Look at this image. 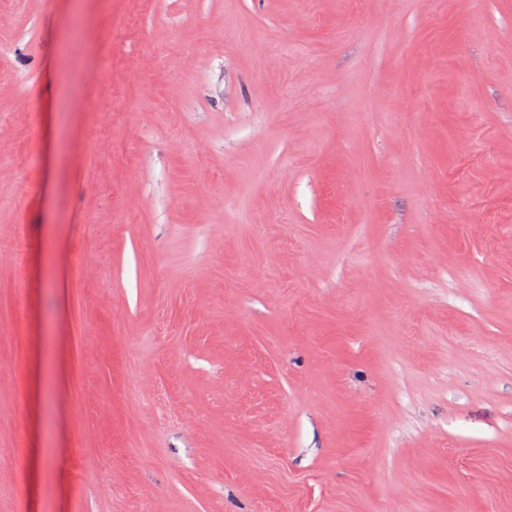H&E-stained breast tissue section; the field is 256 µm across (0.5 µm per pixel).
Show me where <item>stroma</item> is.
Instances as JSON below:
<instances>
[{
	"mask_svg": "<svg viewBox=\"0 0 512 512\" xmlns=\"http://www.w3.org/2000/svg\"><path fill=\"white\" fill-rule=\"evenodd\" d=\"M2 326L0 512H512V0H0ZM75 320H76V329L71 336L70 341V352H71V358L73 361V364L78 371L84 354H85V347H86V341L84 338V331L82 327L83 323V314L82 311L78 308L75 311ZM27 348V337L10 334L0 338V361H5L19 368Z\"/></svg>",
	"mask_w": 512,
	"mask_h": 512,
	"instance_id": "1",
	"label": "stroma"
}]
</instances>
